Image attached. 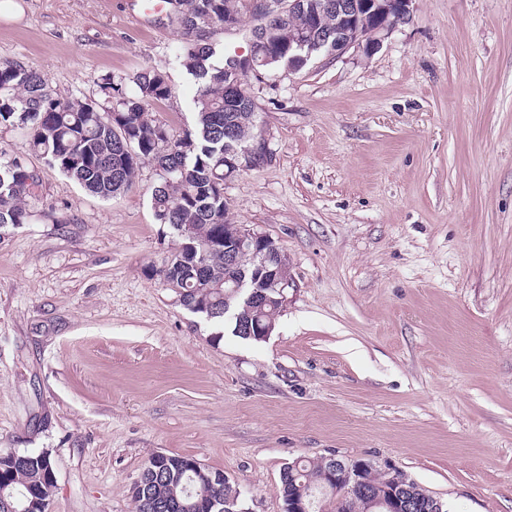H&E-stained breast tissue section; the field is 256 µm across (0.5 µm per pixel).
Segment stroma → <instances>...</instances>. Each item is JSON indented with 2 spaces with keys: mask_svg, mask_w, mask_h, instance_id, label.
<instances>
[{
  "mask_svg": "<svg viewBox=\"0 0 512 512\" xmlns=\"http://www.w3.org/2000/svg\"><path fill=\"white\" fill-rule=\"evenodd\" d=\"M0 65L54 96L162 67L177 25L132 0H11ZM267 162L228 177L231 222L297 283L263 341L217 337L151 277L171 249L155 169L104 200L28 154L31 223L0 229V453L47 452L50 512H135L165 452L283 512L282 469L388 461L447 512H512V0H412L346 53L248 77Z\"/></svg>",
  "mask_w": 512,
  "mask_h": 512,
  "instance_id": "obj_1",
  "label": "stroma"
}]
</instances>
